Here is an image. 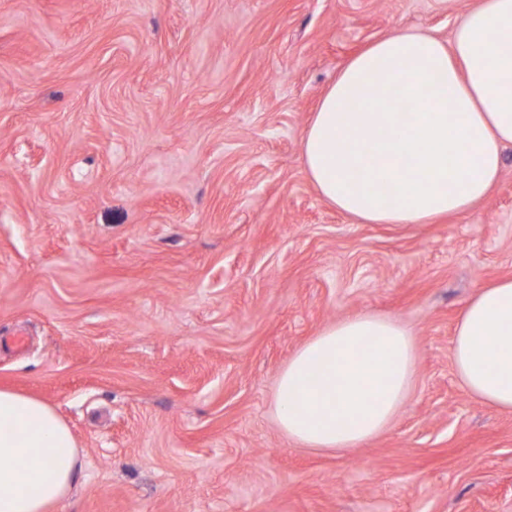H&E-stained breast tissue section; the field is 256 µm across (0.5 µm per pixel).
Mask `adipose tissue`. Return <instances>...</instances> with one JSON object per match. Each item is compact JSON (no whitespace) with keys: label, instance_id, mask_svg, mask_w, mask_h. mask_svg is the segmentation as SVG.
<instances>
[{"label":"adipose tissue","instance_id":"1","mask_svg":"<svg viewBox=\"0 0 512 512\" xmlns=\"http://www.w3.org/2000/svg\"><path fill=\"white\" fill-rule=\"evenodd\" d=\"M508 145L512 0H480L449 42L401 28L350 57L320 100L302 157L320 196L358 222L430 224L487 196ZM451 355L471 396L512 410V278L480 286ZM415 361L414 335L397 319L339 320L280 371L277 423L306 448L360 447L394 420ZM80 467L76 440L49 405L0 389V512H51Z\"/></svg>","mask_w":512,"mask_h":512}]
</instances>
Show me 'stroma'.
<instances>
[{"label": "stroma", "instance_id": "35a3bbf8", "mask_svg": "<svg viewBox=\"0 0 512 512\" xmlns=\"http://www.w3.org/2000/svg\"><path fill=\"white\" fill-rule=\"evenodd\" d=\"M477 3L0 0V388L75 437L52 512H512V411L451 358L512 277V147L434 224L357 223L302 162L348 58ZM364 312L413 330L412 391L362 447H301L275 379Z\"/></svg>", "mask_w": 512, "mask_h": 512}]
</instances>
